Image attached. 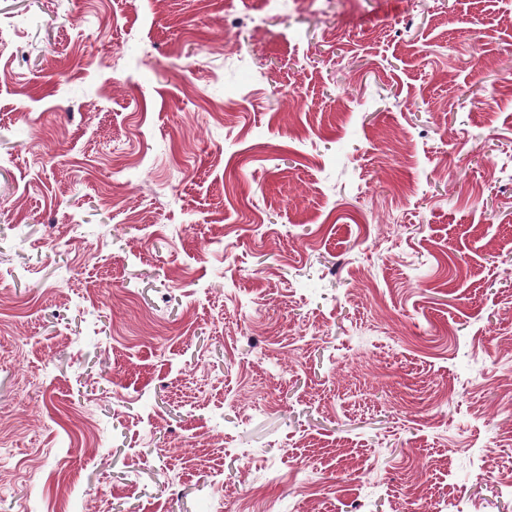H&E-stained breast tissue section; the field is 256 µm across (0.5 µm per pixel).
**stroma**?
Masks as SVG:
<instances>
[{
    "instance_id": "35a3bbf8",
    "label": "stroma",
    "mask_w": 512,
    "mask_h": 512,
    "mask_svg": "<svg viewBox=\"0 0 512 512\" xmlns=\"http://www.w3.org/2000/svg\"><path fill=\"white\" fill-rule=\"evenodd\" d=\"M0 512H512V0H0Z\"/></svg>"
}]
</instances>
